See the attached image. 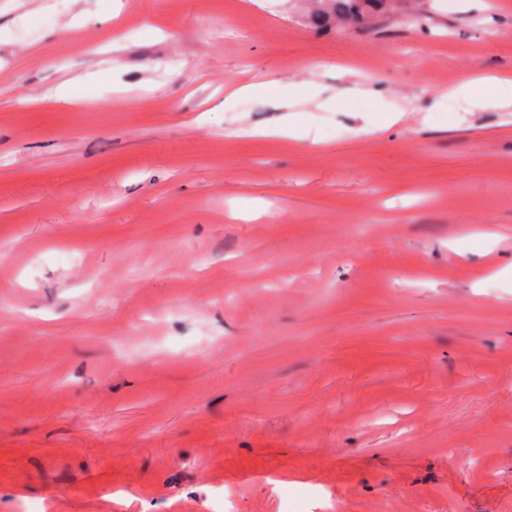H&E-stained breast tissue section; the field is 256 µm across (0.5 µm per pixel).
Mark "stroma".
I'll list each match as a JSON object with an SVG mask.
<instances>
[{"label": "stroma", "mask_w": 512, "mask_h": 512, "mask_svg": "<svg viewBox=\"0 0 512 512\" xmlns=\"http://www.w3.org/2000/svg\"><path fill=\"white\" fill-rule=\"evenodd\" d=\"M307 10L0 0V512H512V0ZM319 7L309 15L311 23L325 27L334 20L348 22L356 29L366 26L374 16L377 20L386 12L387 0H316ZM326 6H329L326 8ZM474 106L486 108H503L512 105V78L485 76L465 82L453 91Z\"/></svg>", "instance_id": "35a3bbf8"}]
</instances>
